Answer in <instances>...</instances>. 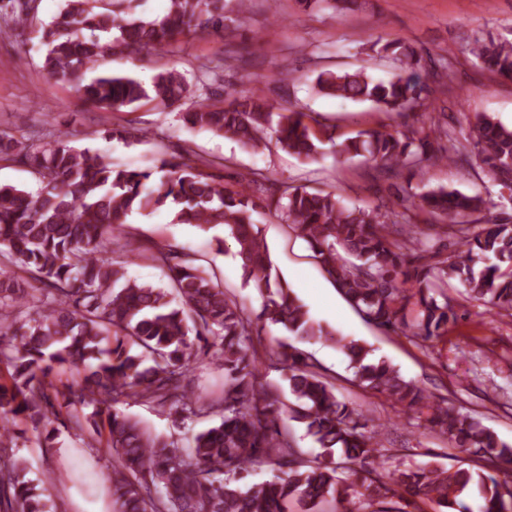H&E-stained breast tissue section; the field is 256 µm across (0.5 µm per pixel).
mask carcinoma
<instances>
[{
    "label": "carcinoma",
    "mask_w": 512,
    "mask_h": 512,
    "mask_svg": "<svg viewBox=\"0 0 512 512\" xmlns=\"http://www.w3.org/2000/svg\"><path fill=\"white\" fill-rule=\"evenodd\" d=\"M37 0H17L0 14V33L22 37L41 31L44 69L67 82L86 101L119 112L143 99L186 105L182 119L254 152L274 142L299 159L314 161L323 141L311 116L296 107L276 108L240 92L200 94L176 70L156 74L146 86L110 71L86 79L115 51L149 55L180 36L205 31L232 34L229 12L248 0H170L167 14L135 15L144 0H67L48 24L37 20ZM369 50L398 63L401 74L374 81L360 69L322 72L319 91L342 100L367 101L382 112L429 109L428 87L419 81L424 57L398 41H374ZM493 74L512 80V40L488 36L467 48ZM338 158L356 157L378 177L428 163L460 162L485 171L492 186L512 178V125L488 113L468 121L461 134L440 121L428 129L363 130L338 143ZM0 160L31 169L39 187L0 185V512H52L51 485L27 478V461L11 447L30 424L52 447L62 426L112 455L108 475L112 512H403L396 501L426 498L447 512H512V483L490 470H512V443L480 419L437 403L405 380L366 345L323 326L294 296L274 266L253 213L266 202L313 252L323 272L367 322L423 342L448 333L456 320L448 281L459 280L468 298L512 316V212L495 210L489 198L438 187L420 196L397 197L374 208L349 207L333 191L311 192L280 182L268 169L215 180L214 161L164 160L147 169L115 167L98 149L75 147L46 132L38 145L0 135ZM164 207L177 224L212 234L218 253L225 237L245 283L262 298L248 313L189 254L171 245L147 246L127 236L133 214ZM436 220L451 254L431 244L412 212ZM474 224L483 232L470 235ZM149 262L167 269L170 288L128 277L126 265ZM27 309L25 319L16 315ZM261 322L281 324L302 341L339 349L358 385L412 411L452 447L482 454L486 470H455L429 464L383 467L384 426L369 427L365 413L336 395L335 385L310 353L280 344L271 365L285 364L283 390L259 388L254 337ZM224 367V385L200 394L188 374L200 357ZM130 403L174 415V430L157 433L123 412ZM305 424L323 449L309 459L293 446L284 416ZM211 426L194 430L205 419ZM268 464L272 478L250 482Z\"/></svg>",
    "instance_id": "obj_1"
}]
</instances>
